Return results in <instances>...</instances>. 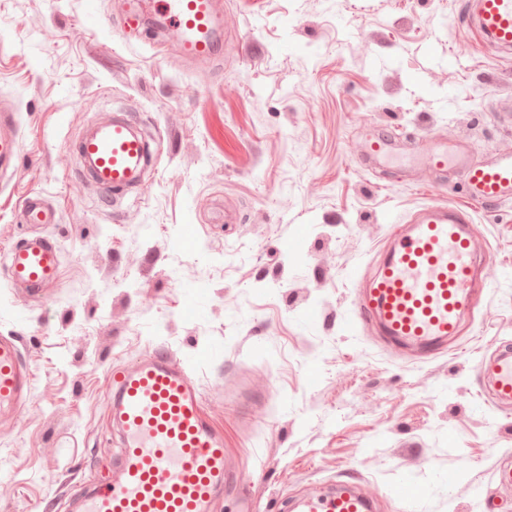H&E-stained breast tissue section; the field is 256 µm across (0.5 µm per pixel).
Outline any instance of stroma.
<instances>
[{
  "instance_id": "35a3bbf8",
  "label": "stroma",
  "mask_w": 512,
  "mask_h": 512,
  "mask_svg": "<svg viewBox=\"0 0 512 512\" xmlns=\"http://www.w3.org/2000/svg\"><path fill=\"white\" fill-rule=\"evenodd\" d=\"M223 2L235 31L214 68L164 51L122 0H0V101L22 130L0 250L28 232L18 210L41 193L59 211L41 230L63 253L38 304L0 267V333L22 336L36 375L0 436V486L13 489L0 512H64L65 480L111 474L112 369L157 345L189 356L224 432L221 512L246 486L255 512H277L285 495L355 471L385 492L380 512H403L387 495L403 479L424 491L417 512H485L512 454V416L477 380L484 352L512 340V204L470 207L452 170L409 181L403 157L365 168L354 143L376 126L414 153L451 133L477 160L512 145L497 118L512 104V55L482 45L465 0ZM115 111L164 143L141 189L107 210L77 173V144ZM448 203L471 208L495 274L457 350L399 360L366 329L346 332L355 290L395 221Z\"/></svg>"
}]
</instances>
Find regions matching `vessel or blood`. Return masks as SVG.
Wrapping results in <instances>:
<instances>
[{"label": "vessel or blood", "mask_w": 512, "mask_h": 512, "mask_svg": "<svg viewBox=\"0 0 512 512\" xmlns=\"http://www.w3.org/2000/svg\"><path fill=\"white\" fill-rule=\"evenodd\" d=\"M467 22L482 38L512 49V0H468ZM128 14H151L179 33L177 51L188 63L212 64L224 32L222 0H128ZM357 159L377 167L402 155L396 138L371 130L359 134ZM21 152L20 121L14 106H0V184H7ZM82 172L104 197L141 184L149 166V144L128 113L112 115L82 136ZM461 172L471 204L512 202V149L473 160L455 140H429L408 174ZM56 207L43 195L28 197L24 223L55 221ZM11 288L29 302L44 300L57 284L62 253L57 241L30 233L0 254ZM493 262L470 212L453 205L424 207L404 233L383 251L376 272L354 303L353 318L371 327L383 346L421 361L445 355L489 282ZM22 339L0 335V433L11 432L29 404L35 374L21 350ZM478 382L500 409L512 407V344H498L478 366ZM119 452L112 477L90 481L82 491L63 486L70 512H216L224 500V434L209 415L199 383L187 364L164 346L136 356L112 371L108 398ZM495 486L486 493V512L512 491V459H501ZM410 505L420 488L403 482L381 493L362 474L321 487H305L284 498L281 512H378L383 496Z\"/></svg>", "instance_id": "obj_1"}]
</instances>
